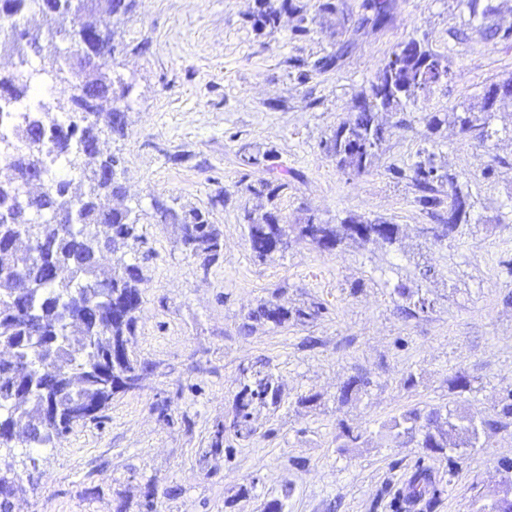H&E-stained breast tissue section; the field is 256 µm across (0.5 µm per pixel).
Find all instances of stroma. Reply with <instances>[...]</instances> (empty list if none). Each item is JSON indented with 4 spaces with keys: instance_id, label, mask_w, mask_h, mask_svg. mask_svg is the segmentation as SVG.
Listing matches in <instances>:
<instances>
[{
    "instance_id": "35a3bbf8",
    "label": "stroma",
    "mask_w": 512,
    "mask_h": 512,
    "mask_svg": "<svg viewBox=\"0 0 512 512\" xmlns=\"http://www.w3.org/2000/svg\"><path fill=\"white\" fill-rule=\"evenodd\" d=\"M275 29L258 30L259 0H136L118 21L99 17L126 45L112 63L129 83L125 135L103 134L125 188L113 206L137 209L143 243L127 262L144 274L133 350L149 365L143 390L117 395L102 418L56 448L30 449L14 512H140L154 488L157 512H402L397 492L416 468L433 488L413 512H476L512 464V99L484 112L488 137L453 120L482 112L489 87L512 76V0H389L383 23L363 0H293ZM306 36H294L298 24ZM449 73L416 101L381 113L385 141L369 172L340 169L323 143L409 40ZM334 57L302 79L297 65ZM442 123L430 128L427 117ZM252 145L296 177L275 200L247 187L264 167ZM419 161L455 175L471 220L443 240L409 177ZM224 202L211 206L216 194ZM208 211L224 242L203 266L156 223L151 201ZM277 209L288 224L313 213L331 224L380 220L395 244L347 239L330 253L306 240L260 259L246 213ZM272 300L322 306L285 325L250 320ZM272 374L279 406L256 408L252 439L230 424L233 399L256 372ZM464 373L470 387L454 389ZM362 384L350 396L341 388ZM463 411L489 421L476 448L435 454L390 435L411 410ZM359 432L343 445L341 425ZM224 426L225 448L211 439Z\"/></svg>"
}]
</instances>
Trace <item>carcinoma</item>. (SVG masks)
I'll return each instance as SVG.
<instances>
[{"label":"carcinoma","mask_w":512,"mask_h":512,"mask_svg":"<svg viewBox=\"0 0 512 512\" xmlns=\"http://www.w3.org/2000/svg\"><path fill=\"white\" fill-rule=\"evenodd\" d=\"M65 0H39V12L49 28L64 29L78 34L95 30L89 48L95 60L83 59L76 52L63 58L61 70L67 82H86L87 94L74 102L69 110L72 120L57 129L53 136L55 148L67 154L69 166L82 172L79 188L72 189L65 179H48V187L21 204L17 182L0 183V198L9 197L12 204L8 217L0 219V350L21 355L28 366L19 370L13 364L0 361V421L8 422L11 432L0 435V448L7 450L21 444L27 448H50L52 444L39 439L16 440L19 424L29 428L34 423L54 426L70 423L65 409L73 403L87 412V419L97 420L110 406L115 395L128 389L143 388L147 366L138 360L132 345L137 330V316L143 302L144 276L139 266L129 264L125 256L143 240L138 218L130 209L110 206L109 200L123 194L118 168L120 159L106 155L101 149L86 150L80 142L100 139L104 130L125 134L126 113L120 102L127 88L115 86L100 74L101 67L110 64L125 50L116 40L115 32L101 29L89 21L105 13L116 19L133 11L135 0H88L84 10L68 12ZM26 0H0V20H11L24 9ZM295 9L292 0H260L254 25L274 28L282 13ZM32 46L0 32V50L15 57L28 56ZM442 59L421 44L409 40L399 46L386 61L378 81L371 85L370 94L354 107L351 118L339 126L324 143L327 156L339 167L358 174L370 170L385 140L384 128L376 122L375 113L411 101L436 83L442 74ZM30 83L14 72L0 75V94L11 99L25 98L31 92ZM45 137L42 124L34 122L21 129L13 167L20 163L42 167ZM104 174L96 180L90 172ZM412 181L420 192L417 203L434 209L443 204L435 195V185L448 183V213L453 223L442 226L443 234L459 224L470 221L469 205L458 188L455 176L439 174L422 162L412 167ZM296 174L283 170V176L272 180L261 178L247 186L258 196L276 198L288 188V177ZM153 217L158 224H172L177 231V243L193 258L206 265L218 259L222 251V236L209 216L197 207L176 208L164 200H152ZM43 222L25 249H19V227H28L34 218ZM252 252L263 259L274 253L273 247L286 249L291 231L307 239L317 248L334 250L343 239L356 238L363 242L381 239L394 243L398 238L396 224H329L311 215L305 223L290 227L282 222L277 211H267L261 217L245 215ZM115 257L110 267L101 265L100 241ZM50 256L55 265L72 271L70 279L59 281L50 276L37 260V255ZM248 318L280 326L288 321V309L272 300L261 303ZM40 324L45 335L56 340L39 349L21 337L31 335ZM55 362V371L45 374L43 363ZM72 388L70 401L53 400L54 386ZM280 389L270 374L257 373L254 382L245 384L234 396L232 428L240 439L251 438L255 430L250 425L256 406H277ZM486 421H476L461 413L445 414L432 410L427 414L418 409L408 410L391 421L395 437H419L422 448L444 453L458 448H475ZM22 475L12 465L0 467V512H10L11 498L20 489ZM432 485V475L426 470L415 472L407 483L406 502L417 504L426 499Z\"/></svg>","instance_id":"1"}]
</instances>
